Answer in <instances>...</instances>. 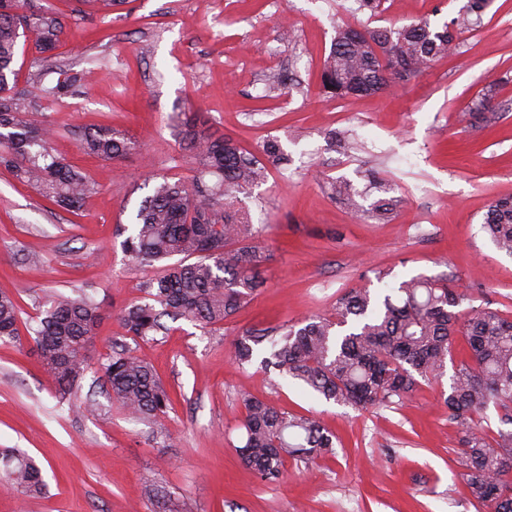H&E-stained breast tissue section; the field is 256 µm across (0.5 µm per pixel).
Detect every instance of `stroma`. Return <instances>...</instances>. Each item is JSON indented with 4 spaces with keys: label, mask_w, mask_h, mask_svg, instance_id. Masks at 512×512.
I'll return each mask as SVG.
<instances>
[{
    "label": "stroma",
    "mask_w": 512,
    "mask_h": 512,
    "mask_svg": "<svg viewBox=\"0 0 512 512\" xmlns=\"http://www.w3.org/2000/svg\"><path fill=\"white\" fill-rule=\"evenodd\" d=\"M48 1L64 13L65 35L50 59L20 53L17 87L29 91L34 120L54 125L55 156L98 190L69 211L0 167V292L21 309L19 343L0 344V448L25 449L47 482L37 498L0 485V512H484L469 495L462 432L441 385L420 382L387 407L339 406L259 362L238 363L234 345L248 329L331 312L345 289H378L380 270L448 277L464 295L460 315L490 307L512 318V257L481 229L490 204L512 196V0H491L453 54L407 83L341 99L320 89L336 26H439L468 0H386L373 18L356 0H127L107 16L78 0L33 3ZM274 64L292 91L267 92ZM90 65L93 82L48 96L62 73ZM483 98L491 115L478 126L470 109ZM188 111L245 149L275 137L288 155L244 201L266 225L265 284L220 329L171 320L167 334L135 341L120 312L142 300L145 273L117 230L156 178L192 177L169 128ZM95 125L127 130L142 152L112 162L83 153L73 132ZM333 129L351 131L353 145L331 144ZM340 180L365 207L386 184L392 219L356 218L331 191ZM80 289L102 312L80 381L98 404L93 416L56 397L34 342L41 297ZM118 344L155 368L167 416L134 420L102 392L99 364ZM246 396L319 417L335 454L287 461L280 482L261 481L237 452Z\"/></svg>",
    "instance_id": "stroma-1"
}]
</instances>
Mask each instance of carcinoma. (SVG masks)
Listing matches in <instances>:
<instances>
[{
  "instance_id": "cac0c4a2",
  "label": "carcinoma",
  "mask_w": 512,
  "mask_h": 512,
  "mask_svg": "<svg viewBox=\"0 0 512 512\" xmlns=\"http://www.w3.org/2000/svg\"><path fill=\"white\" fill-rule=\"evenodd\" d=\"M91 11L112 13L124 0H82ZM485 0H469L458 16L437 28L428 20L396 29L336 27L322 71L323 92L332 97L375 94L406 83L446 56L457 34L473 26ZM64 33L50 4L0 0V166L55 204L75 211L95 191L81 171L52 153L54 129L30 118L29 94L16 89L19 39L47 59ZM92 69L74 72L49 91L56 96L82 82ZM171 130L196 164L190 180L155 183L133 216L121 247L137 267L151 271L141 283L144 302L122 309L134 339L167 331L163 318L184 319L214 329L247 304L262 287L259 269L268 261L262 228L253 224L242 198L263 183L268 165L288 161L280 142L266 140L255 152L215 135L202 112H177ZM78 146L105 161L141 150L126 131L97 126L78 134ZM355 212L381 220L391 200L368 208L351 186H335ZM496 248L512 256V197L495 200L482 224ZM462 295L446 277L413 276L380 291L352 288L336 299L329 316L296 325L249 329L235 344L239 363L259 354L261 365L300 382L326 402L364 410L388 406L413 394L419 379L448 378L444 403L461 427V465L471 497L485 512H512V320L491 308L461 319ZM34 330L39 358L61 398L77 396L85 371L82 352L101 320L97 302L84 292L51 294L42 302ZM20 308L0 293V342L20 341ZM466 336L469 358L453 359L454 338ZM106 393L128 415L145 422L166 416L170 397L154 368L122 346L100 363ZM452 374H447V371ZM243 462L266 482L284 476L288 459L309 461L334 453L336 436L313 416L295 415L270 403L243 398ZM491 406L504 427L489 435L478 429ZM5 480L37 497L46 482L42 468L18 448L0 452Z\"/></svg>"
}]
</instances>
